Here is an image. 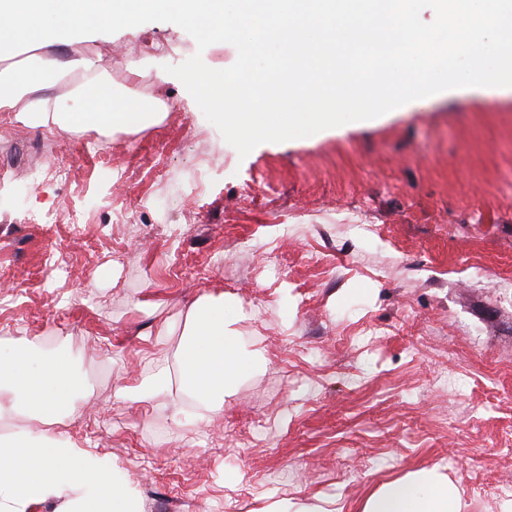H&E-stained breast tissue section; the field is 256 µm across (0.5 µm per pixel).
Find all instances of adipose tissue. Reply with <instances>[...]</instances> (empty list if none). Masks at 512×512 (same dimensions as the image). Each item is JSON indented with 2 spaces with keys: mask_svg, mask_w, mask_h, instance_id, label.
Returning a JSON list of instances; mask_svg holds the SVG:
<instances>
[{
  "mask_svg": "<svg viewBox=\"0 0 512 512\" xmlns=\"http://www.w3.org/2000/svg\"><path fill=\"white\" fill-rule=\"evenodd\" d=\"M75 65L88 76L81 99L93 104V111L80 108L60 114L41 100L22 109L21 117L67 127L95 123L107 128L147 120L138 107L114 108L112 85L98 75L92 59H78ZM57 68L55 61L46 60L39 68L18 66L0 77V109L14 107L24 94L47 85L49 73ZM236 320L223 300L209 295L190 306L177 351L178 387L193 395L199 409H177L180 420L197 423L223 411L225 396L257 368V361L239 349ZM33 355L26 349L0 360V416L23 406L30 417L26 429L14 434L7 457L0 459V512H22L27 503L47 497L62 499L61 512H133L129 496L112 480L109 462L52 431L77 403L80 380L70 358L60 352L48 354L36 368ZM363 512H460V495L438 471L422 470L385 484L366 501Z\"/></svg>",
  "mask_w": 512,
  "mask_h": 512,
  "instance_id": "ef3b65f1",
  "label": "adipose tissue"
}]
</instances>
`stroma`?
I'll return each mask as SVG.
<instances>
[{
  "label": "stroma",
  "instance_id": "1",
  "mask_svg": "<svg viewBox=\"0 0 512 512\" xmlns=\"http://www.w3.org/2000/svg\"><path fill=\"white\" fill-rule=\"evenodd\" d=\"M197 53L237 58L150 22L0 60L88 57L116 106L156 110L109 132L0 111V353L73 358L86 398L62 433L111 462L140 512L316 496L359 512L428 469L462 512H512L492 491L512 485V92L430 96L242 158L166 71ZM205 293L240 311L259 368L199 425L174 419L177 391L119 400L159 367L178 376Z\"/></svg>",
  "mask_w": 512,
  "mask_h": 512
}]
</instances>
